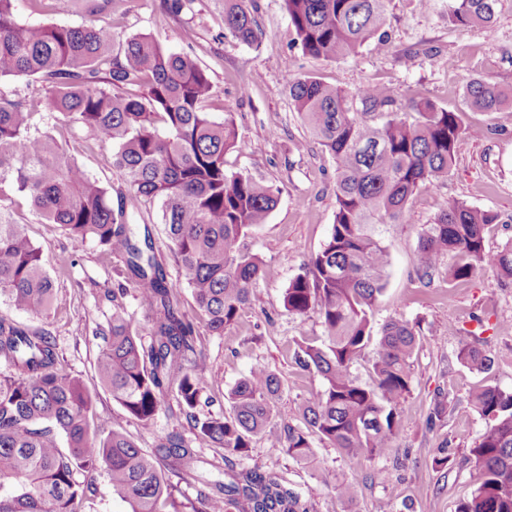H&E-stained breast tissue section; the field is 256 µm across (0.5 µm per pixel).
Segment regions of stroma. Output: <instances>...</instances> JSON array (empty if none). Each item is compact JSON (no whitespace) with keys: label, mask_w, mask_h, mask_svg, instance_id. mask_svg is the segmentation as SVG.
Here are the masks:
<instances>
[{"label":"stroma","mask_w":512,"mask_h":512,"mask_svg":"<svg viewBox=\"0 0 512 512\" xmlns=\"http://www.w3.org/2000/svg\"><path fill=\"white\" fill-rule=\"evenodd\" d=\"M452 4L453 0H431L422 8L417 0H392L385 26L387 47L372 39L356 56L331 61L303 55L283 0H246L259 26V40L251 46L225 30L224 0H189L178 16L167 13L161 0H75L62 14L49 9L36 13L28 0H14L16 19L24 25L92 23L124 36L147 34L170 51L194 55L212 83L209 111L219 119L231 116L246 145L243 153L227 154V169L279 191L267 223L244 241L245 250L262 261L249 305L224 335H200L206 356L204 393L212 398L208 410L214 414L224 412L225 393L258 364L281 380L277 419L301 424L300 406L323 388L319 375L300 373L293 361L298 339L321 336L320 321L312 313L292 314L282 296L330 233L336 164L299 119L288 94L289 81L313 75L350 91L369 84L386 85L401 96L416 91L460 113L465 124L482 128V135L459 143L447 180L417 190L403 223L391 225L385 235L387 286L373 321L379 325L401 317L421 329L393 448L380 458L355 462L343 460L335 448L320 441L314 442L306 462L264 440L255 442L243 458L219 448L198 451L201 460L227 471L256 466L276 474L300 493L310 512H376L381 502L388 512H456L476 487L469 450L488 428L470 395L487 385L512 392V280L489 270L465 281L449 280L448 269L455 262L451 256L443 260L430 286H423L415 275L419 234L449 201L464 200L498 214V223L485 230L487 250H497L512 239V112H471L463 97L465 84L473 78L512 92V0H501L489 29L451 25ZM54 135L90 177L113 192L124 188L121 172L111 163L110 148L86 147L63 128L55 129ZM23 222L52 266H64L65 272L55 279L56 301L48 311L35 316L0 302V316L50 330L67 370L98 392L99 429L123 428L140 448L153 451L158 439L176 428V420L161 413L145 426L130 418L109 392L100 389L95 372L101 341L93 329L112 315L105 289L124 284L125 312L140 336L149 334L150 311L135 283L123 275L122 259L106 255L94 242L67 238L58 225L43 223L31 213H24ZM135 222V242L151 238L153 254L168 281L182 286L158 207L143 205ZM473 341L492 358L489 369L473 371L459 361V348ZM439 403L444 412L431 419ZM443 454L448 465L441 468L435 460ZM331 470L337 478L356 484L355 499L342 500L323 485V473Z\"/></svg>","instance_id":"1"}]
</instances>
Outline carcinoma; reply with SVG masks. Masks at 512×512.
Instances as JSON below:
<instances>
[{
  "label": "carcinoma",
  "mask_w": 512,
  "mask_h": 512,
  "mask_svg": "<svg viewBox=\"0 0 512 512\" xmlns=\"http://www.w3.org/2000/svg\"><path fill=\"white\" fill-rule=\"evenodd\" d=\"M391 0H284L303 54L339 60L357 54L386 24ZM500 0H455L448 22L491 27ZM224 28L239 42L258 41L254 17L242 0H224ZM38 80L46 86L53 125L79 132L88 145L112 146L126 192L112 193L56 144L33 130L35 108L0 97V300L39 315L54 301L43 250L14 218L15 197L41 220L75 240L97 243L125 260L152 311L149 344L141 342L118 296L107 290L112 316L96 326L103 341L97 378L131 417L150 424L168 398L186 431L174 429L147 454L124 432L94 424L96 392L68 373L45 329L0 318V512H86L92 476L107 475L112 495L131 512H308L298 492L257 467L227 479H199L194 496L176 478L193 470L205 445L240 456L256 439L307 461L312 439L346 460L375 459L392 447L399 406L410 391L419 345L416 325L402 318L374 330L373 311L386 287L389 226L403 220L410 197L448 177L459 142L478 133L456 112L415 93L403 103L385 85L349 92L313 76L290 81L295 110L336 164V212L331 232L283 295L288 311L321 320L317 340L296 342L295 364L316 372L324 389L306 401L304 426L272 423L281 389L277 374L254 366L228 393L222 415L200 411L205 359L200 330L222 335L249 304L260 259L241 241L266 223L278 200L272 186L226 168L241 152L233 119L206 111L211 81L188 54L164 50L146 34L118 42L94 24L21 25L13 0H0V79ZM473 112H507L508 95L478 79L465 85ZM160 204L170 251L195 303L182 310L180 288L167 281L154 256L132 242L129 220L146 202ZM498 215L453 200L423 227L416 277L428 285L447 255L458 258L448 277L466 280L479 269L512 279V240L485 250L484 229ZM376 341L373 384L352 364ZM458 359L471 370L491 360L466 344ZM489 430L470 449L478 487L457 512H512V393L484 386L471 395ZM324 482L347 501L352 482Z\"/></svg>",
  "instance_id": "cac0c4a2"
}]
</instances>
